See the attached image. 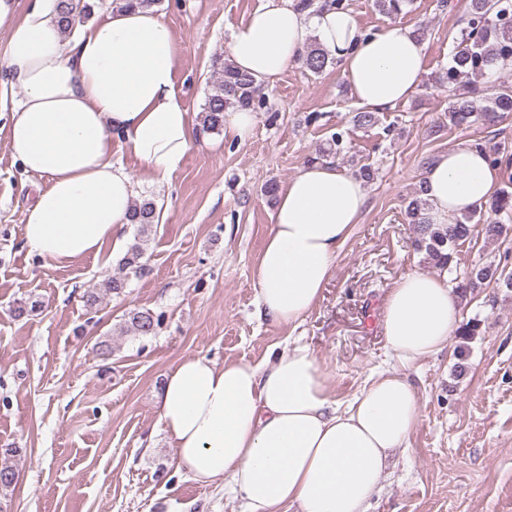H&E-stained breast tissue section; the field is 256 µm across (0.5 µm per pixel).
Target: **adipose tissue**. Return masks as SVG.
<instances>
[{
	"instance_id": "ef3b65f1",
	"label": "adipose tissue",
	"mask_w": 512,
	"mask_h": 512,
	"mask_svg": "<svg viewBox=\"0 0 512 512\" xmlns=\"http://www.w3.org/2000/svg\"><path fill=\"white\" fill-rule=\"evenodd\" d=\"M0 32L24 90L9 148L27 173L47 181L26 212L24 244L56 262L100 255L125 238L135 197L113 147L127 146L144 181L161 185L195 142L171 31L158 12L135 7L84 23L67 41L44 0L24 12L19 0H0ZM313 38L367 110L386 111L422 85L426 47L411 26L392 22L369 36L349 12L304 9L299 0H260L233 32L230 59L256 80H271ZM502 171L487 151L457 143L425 172L427 218L444 224L485 205ZM367 202L364 182L336 162L298 170L277 196L257 267L262 313L291 325L312 310ZM460 321L447 267L413 270L387 296L383 336L394 357L411 363L446 349ZM157 414L178 470L203 484L230 478L244 512H368L389 458L408 447L420 420L408 373H375L343 402L306 346L259 364L184 357L164 376Z\"/></svg>"
}]
</instances>
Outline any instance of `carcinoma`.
Here are the masks:
<instances>
[{"mask_svg": "<svg viewBox=\"0 0 512 512\" xmlns=\"http://www.w3.org/2000/svg\"><path fill=\"white\" fill-rule=\"evenodd\" d=\"M412 0H374L378 11L388 17L406 13ZM58 22L63 31H69L75 22L91 14V6L74 0H59L56 6ZM462 29L459 41L450 54L448 69L442 81L460 90L448 111L450 123L458 128L478 123L488 128L495 127L503 115L512 112V87L500 86L488 96L479 97V84L492 71V65L499 59L512 60V0H469V7L461 19ZM334 63V58L321 45L311 41L301 57V64L317 76ZM247 109L266 112L267 101L261 93L259 82L250 74L237 69L231 62L220 63L218 77L213 82L199 121L207 131L224 128V113L229 110ZM352 122L359 129H371L378 125L379 116L375 111L364 108L354 113ZM348 131L338 127L330 133L309 162L337 158L345 150ZM429 203L424 198V187L418 185L405 209L407 224L410 225L415 250L423 252L434 265H451L454 254L465 242L479 233L487 240H495L506 231L497 217L512 215V192L502 190L491 197L484 208L490 214L481 224L472 223L473 214L456 217L449 224H432L425 217ZM156 220L155 204L149 200L133 202L130 223L137 226V241L118 261L119 273L102 280L99 286L86 296V303L93 307L105 297L119 295L132 277L141 276L144 265L143 238L151 231ZM475 284L494 282L501 288L512 290V274H505L491 264L478 266L470 271ZM162 322V315L150 310L134 309L124 318L121 331L135 336L155 333Z\"/></svg>", "mask_w": 512, "mask_h": 512, "instance_id": "cac0c4a2", "label": "carcinoma"}]
</instances>
